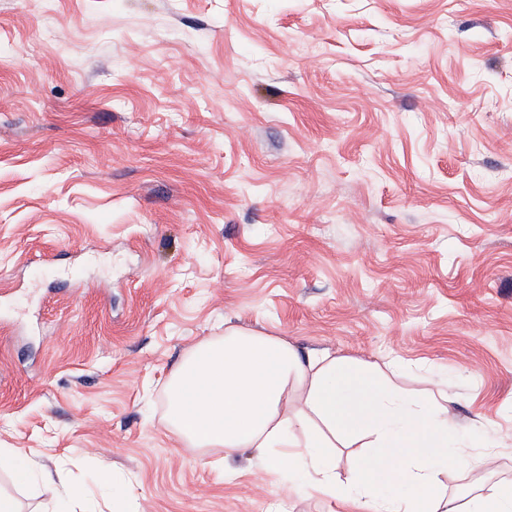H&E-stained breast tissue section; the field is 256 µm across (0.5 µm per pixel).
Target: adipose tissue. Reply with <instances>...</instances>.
I'll return each mask as SVG.
<instances>
[{
    "label": "adipose tissue",
    "instance_id": "adipose-tissue-1",
    "mask_svg": "<svg viewBox=\"0 0 512 512\" xmlns=\"http://www.w3.org/2000/svg\"><path fill=\"white\" fill-rule=\"evenodd\" d=\"M166 396L169 426L193 447L251 453L271 476L344 512H512L511 480L463 495L442 481L481 468L512 437L467 433L442 388L407 392L360 359L231 327L191 351ZM356 444L367 453L339 478L333 451Z\"/></svg>",
    "mask_w": 512,
    "mask_h": 512
}]
</instances>
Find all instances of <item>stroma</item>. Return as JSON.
Here are the masks:
<instances>
[{
	"instance_id": "1",
	"label": "stroma",
	"mask_w": 512,
	"mask_h": 512,
	"mask_svg": "<svg viewBox=\"0 0 512 512\" xmlns=\"http://www.w3.org/2000/svg\"><path fill=\"white\" fill-rule=\"evenodd\" d=\"M228 326L512 435V0H0V488L341 512L169 427ZM2 460L10 470L13 483L17 486L25 485L29 479V470L24 459L16 452H4L0 448V467Z\"/></svg>"
}]
</instances>
